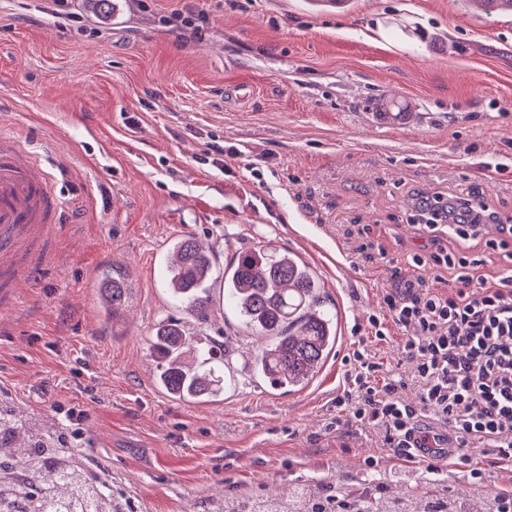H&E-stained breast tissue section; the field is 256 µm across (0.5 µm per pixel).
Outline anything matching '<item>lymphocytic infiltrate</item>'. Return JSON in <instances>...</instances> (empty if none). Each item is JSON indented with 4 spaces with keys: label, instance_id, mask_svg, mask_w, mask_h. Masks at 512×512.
<instances>
[{
    "label": "lymphocytic infiltrate",
    "instance_id": "1",
    "mask_svg": "<svg viewBox=\"0 0 512 512\" xmlns=\"http://www.w3.org/2000/svg\"><path fill=\"white\" fill-rule=\"evenodd\" d=\"M483 208L467 207L449 219L435 209L423 235H452L454 250L413 254L412 267L458 270L459 287L445 292L419 288L411 280L387 289L388 320L371 316L378 340L390 325L404 328L402 350L408 374L384 372L368 351H354L336 408L361 428L382 434L405 466L432 479L448 466L447 449L468 464L472 485L486 483V468L512 471V274L487 287L469 274L471 242L484 229ZM415 385L418 404L404 397Z\"/></svg>",
    "mask_w": 512,
    "mask_h": 512
}]
</instances>
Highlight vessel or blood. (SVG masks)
Wrapping results in <instances>:
<instances>
[{"label":"vessel or blood","mask_w":512,"mask_h":512,"mask_svg":"<svg viewBox=\"0 0 512 512\" xmlns=\"http://www.w3.org/2000/svg\"><path fill=\"white\" fill-rule=\"evenodd\" d=\"M60 200L50 175L23 159L13 136L0 133V273L19 281L28 245L53 222Z\"/></svg>","instance_id":"b4317fda"}]
</instances>
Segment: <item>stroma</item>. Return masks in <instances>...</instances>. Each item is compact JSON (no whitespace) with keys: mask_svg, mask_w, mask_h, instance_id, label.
I'll list each match as a JSON object with an SVG mask.
<instances>
[{"mask_svg":"<svg viewBox=\"0 0 512 512\" xmlns=\"http://www.w3.org/2000/svg\"><path fill=\"white\" fill-rule=\"evenodd\" d=\"M0 0V129L54 176L59 262L0 319V436L74 448L125 512H208L212 499L356 493L364 460L395 469L375 433L336 424L345 360L404 372L402 333L369 326L412 268L418 198L487 204L512 221V14L473 0ZM223 167L200 164L210 144ZM216 269L268 245L300 256L336 316V346L302 389L273 388L215 277L205 319L166 286L172 240ZM122 267L119 317L100 282ZM179 320L223 344L224 392L185 403L156 382L151 341ZM86 411L74 436L64 411Z\"/></svg>","mask_w":512,"mask_h":512,"instance_id":"35a3bbf8","label":"stroma"}]
</instances>
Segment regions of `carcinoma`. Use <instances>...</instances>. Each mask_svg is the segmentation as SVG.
<instances>
[{
  "instance_id": "carcinoma-1",
  "label": "carcinoma",
  "mask_w": 512,
  "mask_h": 512,
  "mask_svg": "<svg viewBox=\"0 0 512 512\" xmlns=\"http://www.w3.org/2000/svg\"><path fill=\"white\" fill-rule=\"evenodd\" d=\"M489 15L512 13V0H477ZM169 253L170 291L191 318L204 319L211 307L209 283L213 280L212 251L192 237L175 240ZM130 283L119 271L105 280L102 304L121 314L129 300ZM321 285L313 270L298 256L261 246L239 256L224 268V299L243 327L268 344L253 358V372L277 389L308 384L319 372L328 353L336 346V318L320 300ZM191 344L183 322L168 323L154 339L157 382L171 396L200 402L217 395V365L224 352L208 347L201 369L186 361ZM8 457L21 471L0 474V512H122L121 505L91 482L71 457L57 448H26L0 441V458ZM52 468L48 480L40 479L45 467ZM391 483L406 487V493L391 501L387 509L374 502L367 512H424L419 477L394 472ZM319 490L312 484L300 487L290 498L274 499L262 512H317Z\"/></svg>"
}]
</instances>
